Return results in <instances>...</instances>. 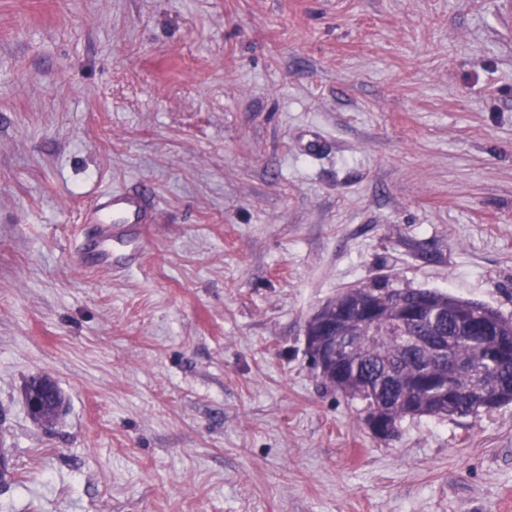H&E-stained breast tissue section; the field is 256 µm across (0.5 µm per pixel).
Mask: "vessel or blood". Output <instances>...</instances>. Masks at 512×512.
Here are the masks:
<instances>
[{
    "mask_svg": "<svg viewBox=\"0 0 512 512\" xmlns=\"http://www.w3.org/2000/svg\"><path fill=\"white\" fill-rule=\"evenodd\" d=\"M152 220L153 205L148 189L105 191L100 194L96 209L85 217L86 223L92 224L93 232L79 241L76 252L95 269L113 275L125 273L137 255L133 249L125 253L118 250L126 242L127 225H135L143 233Z\"/></svg>",
    "mask_w": 512,
    "mask_h": 512,
    "instance_id": "1",
    "label": "vessel or blood"
}]
</instances>
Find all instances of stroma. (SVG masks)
<instances>
[{
	"instance_id": "stroma-1",
	"label": "stroma",
	"mask_w": 512,
	"mask_h": 512,
	"mask_svg": "<svg viewBox=\"0 0 512 512\" xmlns=\"http://www.w3.org/2000/svg\"><path fill=\"white\" fill-rule=\"evenodd\" d=\"M378 281L512 318V0H0V512H512V404L385 442L319 381ZM153 205L147 188L136 191L108 190L99 195L97 208L84 217L93 225V232L80 239L76 253L84 261L89 260L97 270L113 275L123 274L132 267L138 247L127 253H118L116 244L126 243L127 224H134L142 241L147 238L146 224H152ZM393 292V288H390L387 284H375L369 287L358 288L350 293L343 291L333 299L336 300L335 307L326 303L310 319L305 331L306 346L310 354V360L322 384L335 391L336 384L342 385L339 378L342 373V365L337 353V343L342 340L346 343L357 341V336H350L351 329L336 327V321L334 322L331 317V309L336 312V307L339 308L340 311L336 314V319L338 320L361 322L362 325L357 326L359 330L358 336L369 332V323L381 324L382 331L399 334L402 322L410 320L419 321L426 314L431 315L433 319H444L447 317V319H456L458 323H461L456 318L455 309L452 307L446 306L434 310L430 297L425 293L417 295L412 302L400 304L399 297H395ZM375 298H381L387 302L386 309H388V313L385 318L388 321L394 319L392 314L400 304L398 319L401 323H381V308L375 302H368L366 308L362 311L365 321L368 322L365 323L360 318L359 306L363 305L366 300ZM345 304L349 305L347 310H343Z\"/></svg>"
}]
</instances>
